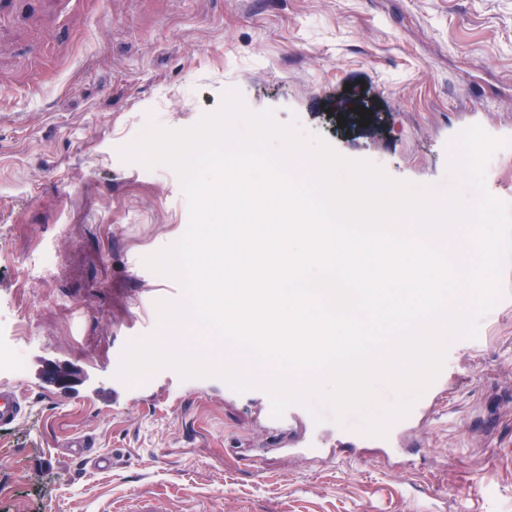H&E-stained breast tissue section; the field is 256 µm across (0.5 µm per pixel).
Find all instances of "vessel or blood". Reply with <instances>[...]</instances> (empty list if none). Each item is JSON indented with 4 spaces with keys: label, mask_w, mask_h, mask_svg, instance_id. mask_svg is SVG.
Segmentation results:
<instances>
[{
    "label": "vessel or blood",
    "mask_w": 512,
    "mask_h": 512,
    "mask_svg": "<svg viewBox=\"0 0 512 512\" xmlns=\"http://www.w3.org/2000/svg\"><path fill=\"white\" fill-rule=\"evenodd\" d=\"M455 362L454 356H447L444 367L436 381L426 391L424 397L417 401L408 418L396 424L387 438H375L361 434L338 432L325 424L315 423L309 412L300 406L286 410L282 417L272 415L269 397L260 390H251L240 394V402L252 411L266 438L272 439L284 430H299L300 436L294 444L298 453L319 454L334 448L352 449L353 459H360L361 449H379L386 464H394L399 457L397 444L402 436L416 430L432 413L437 402L447 390L450 370ZM23 411V399L16 390L0 387V424L12 423L19 419ZM113 512H161L159 500L150 495H138L130 500L114 503Z\"/></svg>",
    "instance_id": "vessel-or-blood-1"
}]
</instances>
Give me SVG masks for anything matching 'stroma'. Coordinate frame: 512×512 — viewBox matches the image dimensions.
Instances as JSON below:
<instances>
[{"mask_svg": "<svg viewBox=\"0 0 512 512\" xmlns=\"http://www.w3.org/2000/svg\"><path fill=\"white\" fill-rule=\"evenodd\" d=\"M230 87L440 188L464 124L512 137V0H0V325L25 336L19 372L0 371L25 403L0 426V512H112L141 492L166 512H512V309L482 319L484 347L405 440L410 468L285 452L215 378L114 385L118 343L157 321L138 299L168 283L142 258L189 222L174 171L117 148L147 111L187 128ZM50 363L82 383L46 389ZM80 434L111 471L71 456Z\"/></svg>", "mask_w": 512, "mask_h": 512, "instance_id": "1", "label": "stroma"}]
</instances>
